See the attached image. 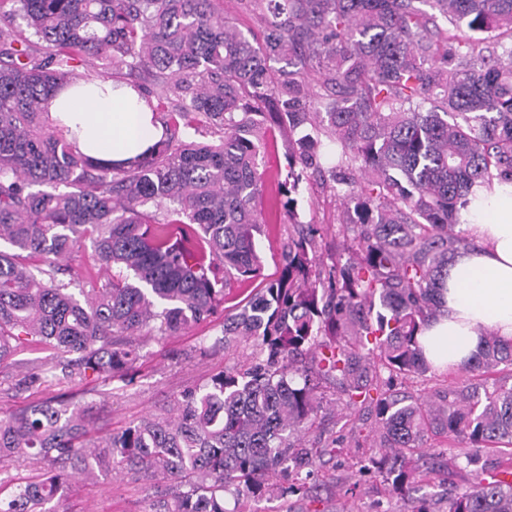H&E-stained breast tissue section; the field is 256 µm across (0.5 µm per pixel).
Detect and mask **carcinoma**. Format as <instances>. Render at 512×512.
<instances>
[{
	"instance_id": "obj_1",
	"label": "carcinoma",
	"mask_w": 512,
	"mask_h": 512,
	"mask_svg": "<svg viewBox=\"0 0 512 512\" xmlns=\"http://www.w3.org/2000/svg\"><path fill=\"white\" fill-rule=\"evenodd\" d=\"M264 1L261 45L222 0H12L0 13V367L26 344L51 350L19 387L47 371L124 380L144 332L178 335L258 278L260 156L271 125L297 135L278 186L283 271L224 315L213 343L250 341L255 360L97 441L84 407L63 399L0 418V459L56 470L0 512H51L67 470L115 467L170 481L152 512H227L226 493L303 499L322 457L355 440H309L322 379L378 434L346 493L372 474L410 512H436L425 482L444 476L459 480L447 512H512V340L487 332L429 395L397 387L432 371L419 335L470 246V189L512 180V0H247ZM93 79L133 88L162 127L130 161L83 154L51 118L60 90ZM308 174L345 203L340 251L300 220L292 194ZM88 236L110 278H59ZM432 434L461 453L431 451Z\"/></svg>"
}]
</instances>
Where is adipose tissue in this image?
Instances as JSON below:
<instances>
[{"instance_id": "obj_1", "label": "adipose tissue", "mask_w": 512, "mask_h": 512, "mask_svg": "<svg viewBox=\"0 0 512 512\" xmlns=\"http://www.w3.org/2000/svg\"><path fill=\"white\" fill-rule=\"evenodd\" d=\"M51 114L92 157L130 158L157 138L151 113L118 82L62 92ZM459 216L474 246L455 257L442 293L445 311L420 337L426 358L440 369L466 365L486 331L512 340V181L475 185Z\"/></svg>"}]
</instances>
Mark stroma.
<instances>
[{"label":"stroma","instance_id":"stroma-1","mask_svg":"<svg viewBox=\"0 0 512 512\" xmlns=\"http://www.w3.org/2000/svg\"><path fill=\"white\" fill-rule=\"evenodd\" d=\"M288 152L287 130L276 131L262 167L266 192L260 208L264 225L257 238L263 257L262 278L245 282L226 301V308L251 298L259 291L261 281L278 278L282 272L288 215L276 187L288 173ZM296 199L302 221L317 225L324 233H333L342 224L345 216L342 202L319 179H303ZM223 324L224 316L219 313L177 336H145L143 357L125 382L90 379L66 383L49 376L39 388L22 390L16 386L11 370H2L0 417L40 400L74 393L89 407L91 436L123 430L161 409L173 408L187 387L205 384L218 372L240 369L252 362L254 347L249 342L211 351L210 346L220 335ZM154 498L153 484L115 469L92 476L69 475L50 508L52 512H151Z\"/></svg>","mask_w":512,"mask_h":512}]
</instances>
